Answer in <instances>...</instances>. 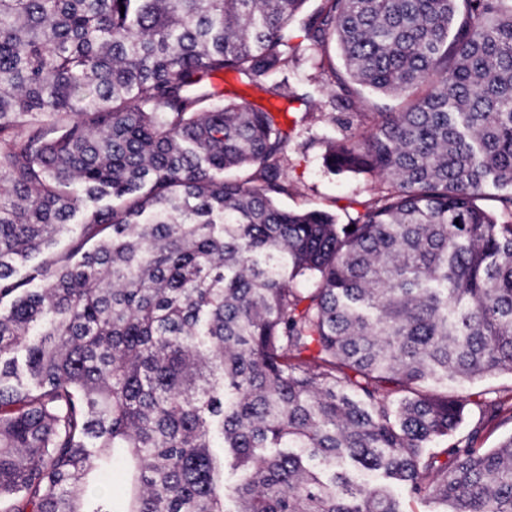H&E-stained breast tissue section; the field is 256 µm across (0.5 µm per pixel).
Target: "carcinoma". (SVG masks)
<instances>
[{"mask_svg": "<svg viewBox=\"0 0 512 512\" xmlns=\"http://www.w3.org/2000/svg\"><path fill=\"white\" fill-rule=\"evenodd\" d=\"M307 2L0 0V512H512V397L448 392L512 374V0ZM298 36L404 102L331 147L388 183L346 225L215 90ZM512 434V414L511 418L505 413L499 419L487 425L482 431L480 446L482 448H494L501 440Z\"/></svg>", "mask_w": 512, "mask_h": 512, "instance_id": "carcinoma-1", "label": "carcinoma"}]
</instances>
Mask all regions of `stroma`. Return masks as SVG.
Here are the masks:
<instances>
[{"label": "stroma", "instance_id": "stroma-1", "mask_svg": "<svg viewBox=\"0 0 512 512\" xmlns=\"http://www.w3.org/2000/svg\"><path fill=\"white\" fill-rule=\"evenodd\" d=\"M300 65H287L281 73L290 82L306 80L308 75L329 78L331 70L342 67L335 46L326 52L303 50ZM216 84L224 101L243 102L255 109L273 112L283 128L293 129L288 144V180L294 186L293 195L281 197L280 205L291 209H322L336 213L339 221L363 211L372 202L381 180L368 174L338 173L327 164L331 146L343 137L359 133L370 125L374 113L399 112L401 101L361 89L353 97L354 108L350 126H341L335 119L336 109L327 97L314 96L310 105L288 102L264 91L241 84L227 74Z\"/></svg>", "mask_w": 512, "mask_h": 512}]
</instances>
